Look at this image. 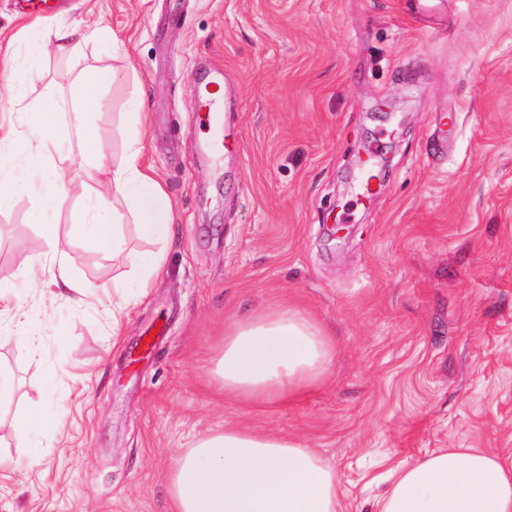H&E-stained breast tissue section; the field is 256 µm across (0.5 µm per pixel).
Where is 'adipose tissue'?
<instances>
[{
    "label": "adipose tissue",
    "mask_w": 512,
    "mask_h": 512,
    "mask_svg": "<svg viewBox=\"0 0 512 512\" xmlns=\"http://www.w3.org/2000/svg\"><path fill=\"white\" fill-rule=\"evenodd\" d=\"M108 40L92 25L35 30L33 48L74 51L85 41ZM111 41V40H108ZM120 50V40L111 41ZM116 71L83 76L68 99L46 92L25 108L28 134L0 136L26 173L0 171V199L29 188L27 173L44 177L50 201L67 198L78 166L96 160L98 140L88 118L101 111L103 86ZM129 130L112 166V205L91 201L73 215V227L96 249H120L123 220L141 237L157 239L170 229L171 205L143 162L147 149L143 100L127 108ZM51 158L43 168L42 158ZM335 346L310 316L295 309L250 313L224 325V350L214 379L226 398L262 403L297 394L325 375ZM167 493L171 512H338L336 473L313 449L294 438L252 427L230 426L199 436L181 453ZM377 512H512V461L475 448H441L397 468L377 502Z\"/></svg>",
    "instance_id": "adipose-tissue-1"
}]
</instances>
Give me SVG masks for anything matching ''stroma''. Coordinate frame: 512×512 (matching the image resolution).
<instances>
[{
	"label": "stroma",
	"mask_w": 512,
	"mask_h": 512,
	"mask_svg": "<svg viewBox=\"0 0 512 512\" xmlns=\"http://www.w3.org/2000/svg\"><path fill=\"white\" fill-rule=\"evenodd\" d=\"M57 2L40 28L84 20L129 52L48 53L16 83L8 59L33 22L0 0V128L26 132L18 106L70 96L85 67L120 74L93 118L104 156L65 203L0 201V364L15 379L0 512H170L178 455L232 425L315 449L342 512H369L393 469L440 448L512 459V0H439L427 26L417 0ZM212 83L229 113L213 155L190 99ZM141 94L145 160L175 219L165 241L124 225L116 261L71 215L87 196L111 201ZM47 224L95 287L83 306L23 275ZM143 250L165 255L150 288L115 291ZM277 307L333 336L325 377L282 401L224 399L211 370L225 322ZM25 408L58 429L18 445L10 421Z\"/></svg>",
	"instance_id": "stroma-1"
}]
</instances>
